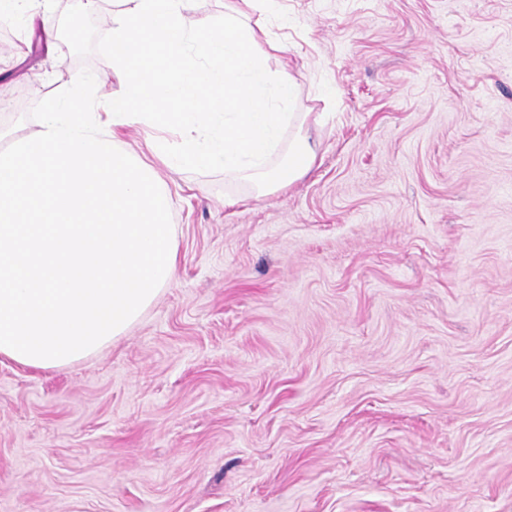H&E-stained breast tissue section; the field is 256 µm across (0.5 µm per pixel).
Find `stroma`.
I'll return each mask as SVG.
<instances>
[{
    "label": "stroma",
    "instance_id": "35a3bbf8",
    "mask_svg": "<svg viewBox=\"0 0 512 512\" xmlns=\"http://www.w3.org/2000/svg\"><path fill=\"white\" fill-rule=\"evenodd\" d=\"M280 6L313 168L161 170L174 281L95 356L0 361V512H512V0ZM84 68L116 91L0 44V130Z\"/></svg>",
    "mask_w": 512,
    "mask_h": 512
}]
</instances>
